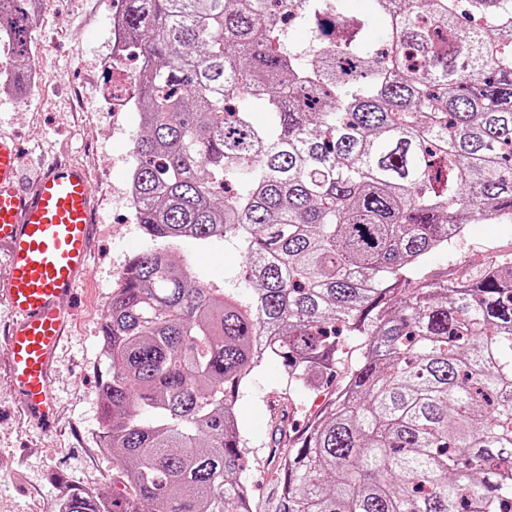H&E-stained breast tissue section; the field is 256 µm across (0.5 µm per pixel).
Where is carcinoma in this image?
<instances>
[{
	"mask_svg": "<svg viewBox=\"0 0 512 512\" xmlns=\"http://www.w3.org/2000/svg\"><path fill=\"white\" fill-rule=\"evenodd\" d=\"M123 2L154 248L105 314L99 445L120 479L57 512H253L238 389L274 360L321 393L346 336L361 359L288 440L279 512H512V265L417 279L461 227L512 216V0H288L303 47L274 0ZM39 7L0 0L16 95ZM229 238L243 291L167 253Z\"/></svg>",
	"mask_w": 512,
	"mask_h": 512,
	"instance_id": "carcinoma-1",
	"label": "carcinoma"
}]
</instances>
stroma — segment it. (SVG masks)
<instances>
[{
	"label": "stroma",
	"instance_id": "obj_1",
	"mask_svg": "<svg viewBox=\"0 0 512 512\" xmlns=\"http://www.w3.org/2000/svg\"><path fill=\"white\" fill-rule=\"evenodd\" d=\"M118 0H43L33 60L46 75L30 104L0 95V131L22 146L21 183L29 185L55 160L83 163L94 182L98 222L92 243V276L66 301L69 333L52 374L56 417L50 430L29 422L18 407L0 355V512H54L66 489L111 492L120 466L97 445L101 413L99 385L108 367L102 355L105 311L129 259L149 249L121 188L133 164L140 132L137 109L113 111L102 92L121 83L110 70L112 16ZM172 260L191 264L201 281L221 288L242 285L238 246L231 241L170 246ZM512 262V219L468 225L448 249L432 254L422 272L427 280L476 275L485 265ZM325 397L289 387L275 362L255 370L237 397L246 467L239 477L254 512H278L280 483L275 474L273 427L306 429Z\"/></svg>",
	"mask_w": 512,
	"mask_h": 512
}]
</instances>
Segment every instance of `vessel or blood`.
Listing matches in <instances>:
<instances>
[{"instance_id": "obj_1", "label": "vessel or blood", "mask_w": 512, "mask_h": 512, "mask_svg": "<svg viewBox=\"0 0 512 512\" xmlns=\"http://www.w3.org/2000/svg\"><path fill=\"white\" fill-rule=\"evenodd\" d=\"M20 168L15 140L1 132L0 301L15 320L0 348L22 411L47 427L54 414L51 367L69 320L62 301L90 276L97 204L88 172L75 162L53 163L25 188Z\"/></svg>"}]
</instances>
